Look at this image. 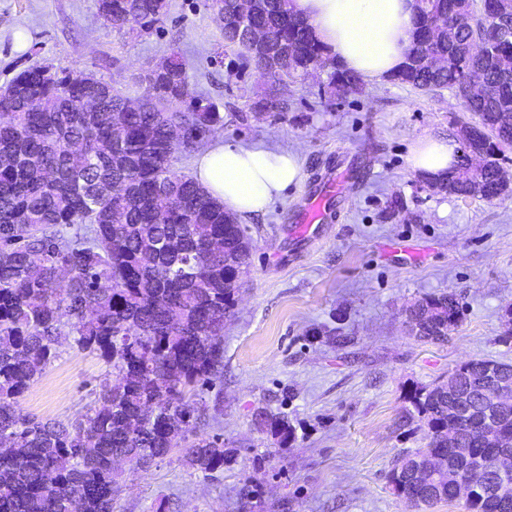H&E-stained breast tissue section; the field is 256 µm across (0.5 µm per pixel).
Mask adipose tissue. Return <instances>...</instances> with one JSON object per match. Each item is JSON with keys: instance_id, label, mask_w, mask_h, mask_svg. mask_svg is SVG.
I'll list each match as a JSON object with an SVG mask.
<instances>
[{"instance_id": "1", "label": "adipose tissue", "mask_w": 512, "mask_h": 512, "mask_svg": "<svg viewBox=\"0 0 512 512\" xmlns=\"http://www.w3.org/2000/svg\"><path fill=\"white\" fill-rule=\"evenodd\" d=\"M318 40L344 69L368 80L397 74L414 28L415 0H292ZM458 142L415 136L407 157L412 171L440 181L457 165ZM194 180L226 212L246 217L267 209L303 179L297 152L265 141L228 143L215 137L193 165Z\"/></svg>"}]
</instances>
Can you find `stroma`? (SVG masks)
Returning <instances> with one entry per match:
<instances>
[{
  "mask_svg": "<svg viewBox=\"0 0 512 512\" xmlns=\"http://www.w3.org/2000/svg\"><path fill=\"white\" fill-rule=\"evenodd\" d=\"M216 13L213 0H171L163 27L140 34L102 16L98 0H0V87L49 66L91 73L134 101L140 75L175 51L192 96L222 117L225 142L272 141L301 156V183L242 223L251 265L224 321V368L196 389L206 408L197 434L220 438L234 462L206 477L178 448L125 468L114 512H411L390 481L396 457L426 443L410 393L474 359L512 363L501 340L512 199L436 193L410 170L414 136L474 120L446 89L387 80L344 94L318 69L280 84L279 110L255 114L268 81L239 71ZM339 174L337 220L302 234L307 199ZM444 292L460 296L461 322L447 342L417 340L410 306ZM58 351L20 406L67 423L92 405L109 366L69 339ZM265 413L287 417L288 441Z\"/></svg>",
  "mask_w": 512,
  "mask_h": 512,
  "instance_id": "stroma-1",
  "label": "stroma"
}]
</instances>
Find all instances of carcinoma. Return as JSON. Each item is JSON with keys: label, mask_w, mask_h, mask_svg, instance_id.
<instances>
[{"label": "carcinoma", "mask_w": 512, "mask_h": 512, "mask_svg": "<svg viewBox=\"0 0 512 512\" xmlns=\"http://www.w3.org/2000/svg\"><path fill=\"white\" fill-rule=\"evenodd\" d=\"M224 49L242 50V68L270 78L256 106L279 107L277 83L330 69L343 92L361 90L362 78L340 70L291 0H250L249 25L272 42L253 41L236 26L239 0H220ZM501 0H416V26L396 80L419 91L447 88L457 98L468 81L490 93L469 103L470 147L487 154L472 179L454 174L434 183L459 198L503 201L500 156L512 147V74L492 60L512 58V35L490 25ZM169 0H99L107 18L149 33L169 13ZM463 54L464 65L432 71L426 53ZM145 85L137 109L94 75L20 71L0 90V512H113L126 460L148 467L166 458L196 429L203 408L188 393L211 384L224 365V318L250 265L252 243L237 219L224 213L188 175L173 171L177 150L169 130H183L189 148L222 118L190 92L183 63L172 54ZM102 92L97 107L84 99ZM460 322L454 294L427 296L408 310L410 331L422 341L444 342L448 318ZM62 336L98 353L116 374L95 392L97 406L77 424L43 421L23 413L19 397L56 356ZM512 381V364L466 362L452 375L466 395L459 431L475 453L492 450L470 430L486 415L512 428V403L487 400L485 367ZM409 402L427 428L426 448L443 447L448 395L434 386L414 390ZM274 435L288 438V421L266 417ZM424 448V449H426ZM415 448L391 471L407 476L398 494L418 510L456 501V476L477 484L467 512H512L499 499L497 481L459 461L414 479ZM187 465L209 476L224 466V444L197 439Z\"/></svg>", "instance_id": "carcinoma-1"}]
</instances>
